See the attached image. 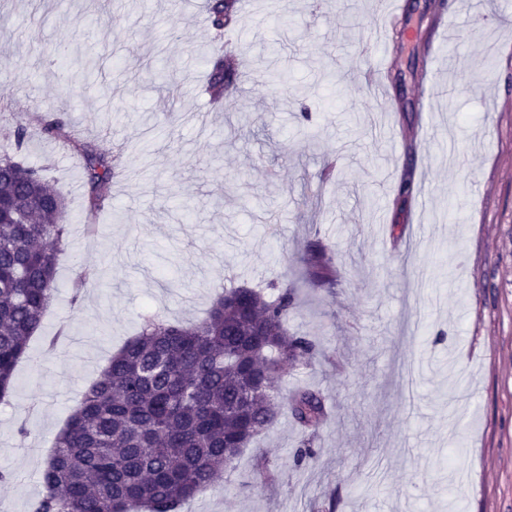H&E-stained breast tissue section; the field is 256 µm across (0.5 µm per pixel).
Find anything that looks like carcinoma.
<instances>
[{"label":"carcinoma","instance_id":"obj_1","mask_svg":"<svg viewBox=\"0 0 512 512\" xmlns=\"http://www.w3.org/2000/svg\"><path fill=\"white\" fill-rule=\"evenodd\" d=\"M206 11L217 37L238 22V0H207ZM238 80L226 56L212 57V97L224 98ZM33 116L41 133L82 159L89 211L104 209L116 176L112 155L91 151L60 113L39 104ZM65 210L42 171L0 158V399L13 390L16 368L55 299ZM306 271L315 285L336 282L319 240L307 245ZM292 305L288 288L266 297L232 286L197 324L144 319L56 436L33 512H178L182 502L215 489L239 449L283 415L316 431L325 418L322 397L297 390L286 403L275 387L284 364L313 350L288 332Z\"/></svg>","mask_w":512,"mask_h":512}]
</instances>
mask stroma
<instances>
[{
  "label": "stroma",
  "mask_w": 512,
  "mask_h": 512,
  "mask_svg": "<svg viewBox=\"0 0 512 512\" xmlns=\"http://www.w3.org/2000/svg\"><path fill=\"white\" fill-rule=\"evenodd\" d=\"M206 0H8L0 9V155L43 168L65 197L60 288L0 400V512H32L40 473L81 393L144 315L201 320L224 288L291 287L282 397L319 393L313 433L292 417L259 436L180 512H512V0H239L217 42ZM453 35L425 111L436 23ZM232 47L240 108L210 111L207 52ZM167 62L176 96L151 83ZM286 64V81L265 70ZM375 71L383 96L366 80ZM67 103L114 152L109 206L89 213L81 162L32 130ZM411 181L426 204H401ZM338 272L310 287L306 241ZM94 283L74 295L84 270ZM30 431L17 435L19 425ZM314 457L295 463L297 449Z\"/></svg>",
  "instance_id": "stroma-1"
}]
</instances>
